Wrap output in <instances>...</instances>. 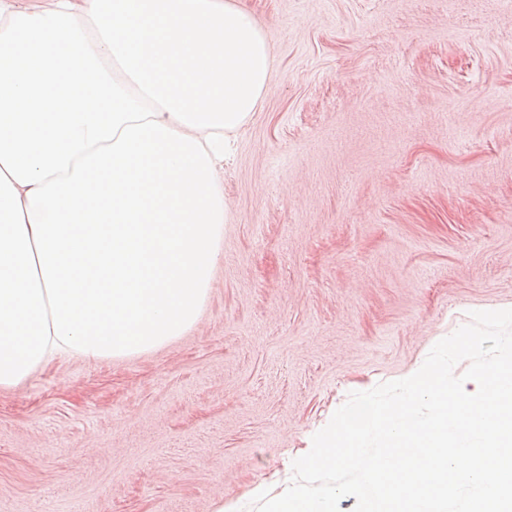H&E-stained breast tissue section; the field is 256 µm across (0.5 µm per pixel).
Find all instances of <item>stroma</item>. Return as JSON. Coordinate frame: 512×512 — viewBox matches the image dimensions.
Segmentation results:
<instances>
[{
    "label": "stroma",
    "instance_id": "obj_1",
    "mask_svg": "<svg viewBox=\"0 0 512 512\" xmlns=\"http://www.w3.org/2000/svg\"><path fill=\"white\" fill-rule=\"evenodd\" d=\"M269 88L196 324L0 388V512H213L349 394L512 305V0H238Z\"/></svg>",
    "mask_w": 512,
    "mask_h": 512
}]
</instances>
